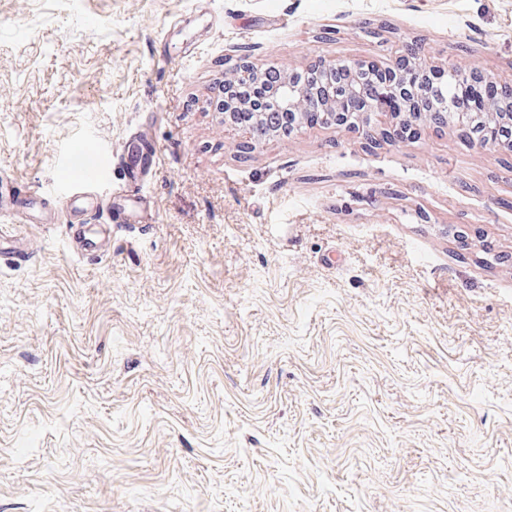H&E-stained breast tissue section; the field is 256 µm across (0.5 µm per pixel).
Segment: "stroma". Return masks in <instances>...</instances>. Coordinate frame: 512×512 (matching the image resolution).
<instances>
[{"label":"stroma","instance_id":"35a3bbf8","mask_svg":"<svg viewBox=\"0 0 512 512\" xmlns=\"http://www.w3.org/2000/svg\"><path fill=\"white\" fill-rule=\"evenodd\" d=\"M413 43L512 84V0H0V179L56 213L5 227L0 512H512V151L214 106ZM92 171L156 215L102 257L56 211ZM121 156L126 180L138 182L157 167L160 150L156 142L133 134L125 140Z\"/></svg>","mask_w":512,"mask_h":512}]
</instances>
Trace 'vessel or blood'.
<instances>
[{
  "mask_svg": "<svg viewBox=\"0 0 512 512\" xmlns=\"http://www.w3.org/2000/svg\"><path fill=\"white\" fill-rule=\"evenodd\" d=\"M160 159V150L156 142L134 134L127 137L122 149V164L125 178L137 182L152 173ZM46 192L31 193L26 199H18L12 182L0 180V217L24 215L30 220L43 219ZM62 206L70 216L72 223L70 242L74 250L82 254L104 252L111 243L107 227L89 223L84 215L87 211L106 207L111 223L148 224L152 221L151 209L143 200L120 195L100 203L90 194L88 186L64 196Z\"/></svg>",
  "mask_w": 512,
  "mask_h": 512,
  "instance_id": "vessel-or-blood-1",
  "label": "vessel or blood"
}]
</instances>
